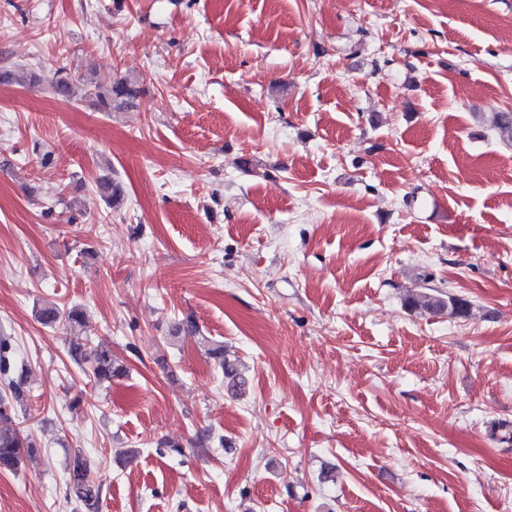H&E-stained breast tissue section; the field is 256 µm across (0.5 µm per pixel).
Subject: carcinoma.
Returning <instances> with one entry per match:
<instances>
[{"mask_svg":"<svg viewBox=\"0 0 512 512\" xmlns=\"http://www.w3.org/2000/svg\"><path fill=\"white\" fill-rule=\"evenodd\" d=\"M37 78L33 71L18 67L14 70L0 72V82L18 86H33ZM52 93L58 99L71 101L77 96L92 99L105 111H116L133 102L139 94L136 83L126 78H84L74 79L70 73L63 72L55 82ZM490 127L495 136L506 145H512V113L494 112L490 119ZM99 191L107 204L118 207L123 201L121 185L105 179L98 185ZM407 306L412 311L421 314H448L456 318L470 316V303L466 300L448 296L446 298L431 292L418 290L407 300ZM41 322L49 325L60 323L74 333L83 322V311L72 307L66 311L54 304H45L37 312ZM71 354L79 363L89 365V369L98 382H110L115 377L125 373L124 366L112 355V349L104 344H98L89 349L80 344L71 345ZM209 355L218 363L224 372V378L233 383V387H241L245 379L240 375L235 363L224 356V345L217 344L209 349ZM10 397H0V421L11 420L13 403L24 397V382L21 379L10 380L7 383ZM33 447L29 436L21 430L11 427H0V469L16 470L21 462L24 451ZM102 495V484L91 474L86 460L76 455L69 466L66 482V497L75 499L80 512H99Z\"/></svg>","mask_w":512,"mask_h":512,"instance_id":"1","label":"carcinoma"}]
</instances>
